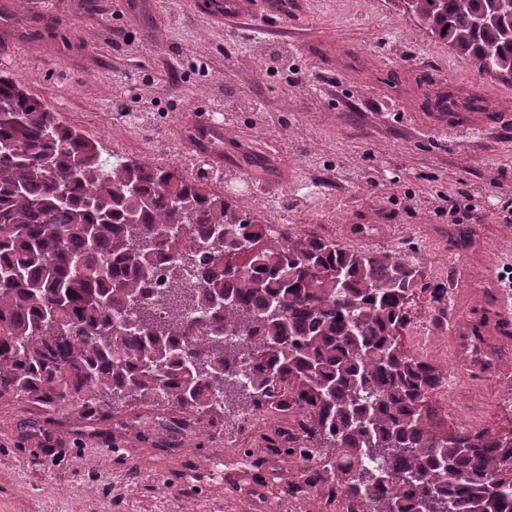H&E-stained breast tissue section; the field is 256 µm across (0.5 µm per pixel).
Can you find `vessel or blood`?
Here are the masks:
<instances>
[{
	"mask_svg": "<svg viewBox=\"0 0 512 512\" xmlns=\"http://www.w3.org/2000/svg\"><path fill=\"white\" fill-rule=\"evenodd\" d=\"M206 6L214 19L230 24L243 18L258 26L283 9L281 0H207ZM438 118L443 126L491 128L500 115L496 112H442ZM189 131L190 146L197 155L222 165L224 158L218 147L223 137L222 127L195 114L189 122ZM451 286L456 299L479 296L485 310L484 320L465 315L456 319L449 329L455 365L462 372L479 375L499 371L497 347L512 339V296L504 294L494 280L472 279L463 267L459 268Z\"/></svg>",
	"mask_w": 512,
	"mask_h": 512,
	"instance_id": "obj_1",
	"label": "vessel or blood"
}]
</instances>
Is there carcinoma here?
Listing matches in <instances>:
<instances>
[{
  "label": "carcinoma",
  "instance_id": "obj_1",
  "mask_svg": "<svg viewBox=\"0 0 512 512\" xmlns=\"http://www.w3.org/2000/svg\"><path fill=\"white\" fill-rule=\"evenodd\" d=\"M393 2L512 85V12L497 0ZM0 103V400L50 423L123 412L139 425L147 408L186 415L161 422L182 428L214 425L221 394L302 417L306 443L288 454L317 453L367 512H512V428L441 431L439 372L399 343L429 287L421 266L264 224L174 167L104 158L10 76ZM192 262L201 279L185 288ZM133 310L135 324L118 323Z\"/></svg>",
  "mask_w": 512,
  "mask_h": 512
}]
</instances>
